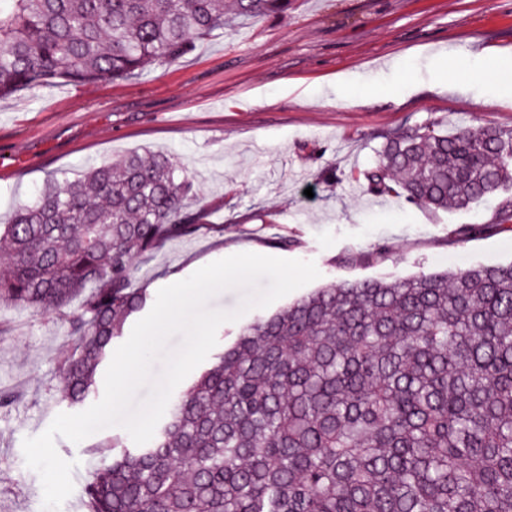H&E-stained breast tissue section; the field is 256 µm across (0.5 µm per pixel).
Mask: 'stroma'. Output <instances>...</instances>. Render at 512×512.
<instances>
[{
	"mask_svg": "<svg viewBox=\"0 0 512 512\" xmlns=\"http://www.w3.org/2000/svg\"><path fill=\"white\" fill-rule=\"evenodd\" d=\"M485 76L474 81L468 65ZM357 93L345 101L337 79ZM436 121L512 126V0H288V9L214 31L171 65L75 86L60 80L0 100V224L36 199L48 173L160 152L195 178L204 227L138 258L134 287L156 297L198 268L242 252L315 262L306 295L344 280L512 262V233L454 246L457 225L494 205L438 211L363 191L353 174L383 138ZM290 247H281V240ZM73 340L54 315L0 304V512H43L25 438L67 412L56 367ZM116 427L81 443L59 512H83L85 486Z\"/></svg>",
	"mask_w": 512,
	"mask_h": 512,
	"instance_id": "obj_1",
	"label": "stroma"
}]
</instances>
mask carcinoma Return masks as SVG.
Instances as JSON below:
<instances>
[{"label": "carcinoma", "mask_w": 512, "mask_h": 512, "mask_svg": "<svg viewBox=\"0 0 512 512\" xmlns=\"http://www.w3.org/2000/svg\"><path fill=\"white\" fill-rule=\"evenodd\" d=\"M288 0H0V97L168 65L196 39ZM367 193L432 211L502 196L452 244L512 232V127L436 122L389 134ZM167 155L50 175L0 225V301L74 338L62 400L83 405L127 319L146 305L137 257L204 213ZM84 512H512V263L344 281L244 326L173 401L153 438L110 440Z\"/></svg>", "instance_id": "obj_1"}]
</instances>
